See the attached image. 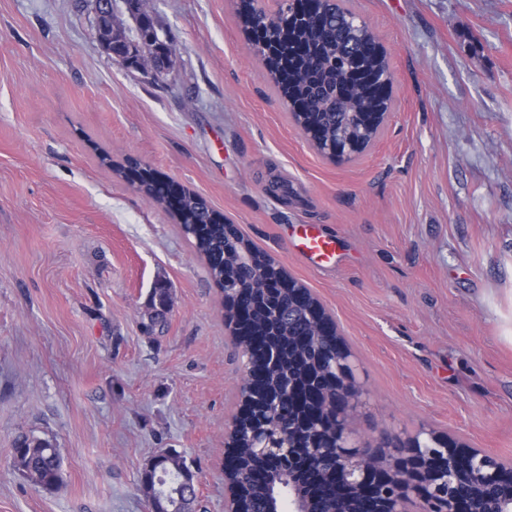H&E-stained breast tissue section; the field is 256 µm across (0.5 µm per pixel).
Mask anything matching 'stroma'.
Segmentation results:
<instances>
[{"label":"stroma","instance_id":"obj_1","mask_svg":"<svg viewBox=\"0 0 512 512\" xmlns=\"http://www.w3.org/2000/svg\"><path fill=\"white\" fill-rule=\"evenodd\" d=\"M237 3L150 0L177 43L158 84L112 62L88 0H0V512H148L163 448L224 512L242 360L204 259L115 173L130 157L318 298L354 355L362 440L429 428L512 464V0H346L388 51L395 110L343 163L295 125ZM300 224L338 241L334 266L292 251ZM23 434L58 448L56 490L13 469ZM167 296V297H166ZM167 298H170L168 288L157 287L153 288L151 302L152 308H154L155 314L150 317L151 324L149 325V329L151 333H155L157 331L158 334L164 332L166 326V319L164 313L162 311L165 310ZM159 301L160 309H157V303Z\"/></svg>","mask_w":512,"mask_h":512}]
</instances>
